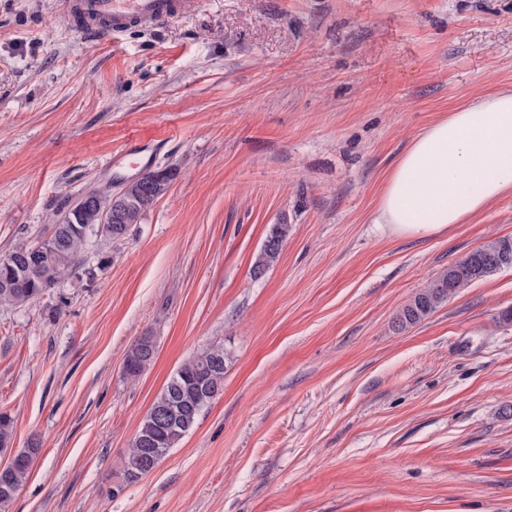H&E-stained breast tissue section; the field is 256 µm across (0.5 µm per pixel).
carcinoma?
Here are the masks:
<instances>
[{"label": "carcinoma", "instance_id": "obj_1", "mask_svg": "<svg viewBox=\"0 0 512 512\" xmlns=\"http://www.w3.org/2000/svg\"><path fill=\"white\" fill-rule=\"evenodd\" d=\"M175 177L166 168L160 175L142 173V179L127 186L124 194L106 200L121 208L120 223L112 225L106 236L122 240L134 224L169 191ZM99 214L95 210L66 209L62 222L52 225L47 245L34 251L22 243L9 252L11 264L0 265V305L22 306L39 298L46 289L65 278H76L82 268L80 249L91 235L97 234ZM288 236V225L275 224L267 234L252 267L254 277H260L276 265ZM512 267V237H500L472 251L418 292L403 307L397 317L401 327L414 325L432 314L448 298L474 280L503 268ZM157 343L145 335L131 344L124 358L123 370L128 378L139 377L154 361ZM230 363V353L222 345L211 346L184 362L170 377L145 414L121 465L119 481L111 487L112 495L139 481L131 462L140 460L146 468L162 459L169 449L195 427L203 410L224 390V374ZM13 436V420L0 412V453L9 450ZM39 448L31 446L15 453L16 461L0 468V512H6L27 479L33 458Z\"/></svg>", "mask_w": 512, "mask_h": 512}]
</instances>
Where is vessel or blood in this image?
<instances>
[{"label":"vessel or blood","mask_w":512,"mask_h":512,"mask_svg":"<svg viewBox=\"0 0 512 512\" xmlns=\"http://www.w3.org/2000/svg\"><path fill=\"white\" fill-rule=\"evenodd\" d=\"M77 29L117 39L131 26L153 27L178 13L181 0H62Z\"/></svg>","instance_id":"obj_1"}]
</instances>
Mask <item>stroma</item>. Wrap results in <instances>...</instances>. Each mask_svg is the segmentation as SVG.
Wrapping results in <instances>:
<instances>
[{"mask_svg": "<svg viewBox=\"0 0 512 512\" xmlns=\"http://www.w3.org/2000/svg\"><path fill=\"white\" fill-rule=\"evenodd\" d=\"M504 87L512 0H185L118 40L0 0V257L134 177L129 139L176 170L125 239L88 238L81 278L0 305V410L39 446L8 512H512V268L396 323L512 236V195L426 238L374 221L411 140ZM215 345L223 394L111 496L168 378ZM288 236V225L275 224L267 234L252 267L254 277H261L276 265ZM509 267H512V237L492 240L448 267L413 296L398 315V325L403 328L417 324L474 280ZM157 343L154 336L139 337L131 344L124 358L123 370L127 378L139 377L154 361Z\"/></svg>", "mask_w": 512, "mask_h": 512, "instance_id": "stroma-1", "label": "stroma"}]
</instances>
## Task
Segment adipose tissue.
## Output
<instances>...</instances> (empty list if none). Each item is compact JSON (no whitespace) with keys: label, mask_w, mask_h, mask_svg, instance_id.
Here are the masks:
<instances>
[{"label":"adipose tissue","mask_w":512,"mask_h":512,"mask_svg":"<svg viewBox=\"0 0 512 512\" xmlns=\"http://www.w3.org/2000/svg\"><path fill=\"white\" fill-rule=\"evenodd\" d=\"M512 193V88L448 113L416 136L390 172L376 223L426 237Z\"/></svg>","instance_id":"ef3b65f1"}]
</instances>
